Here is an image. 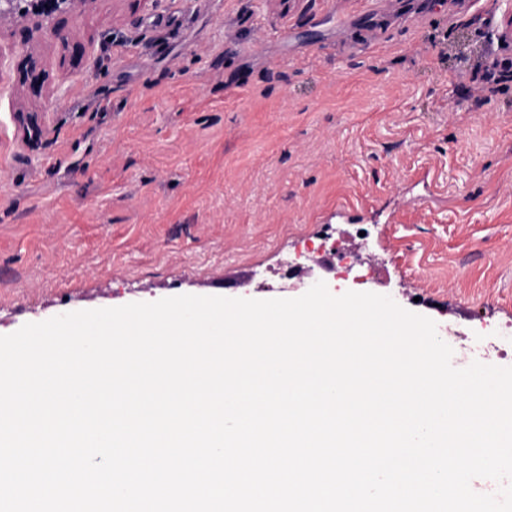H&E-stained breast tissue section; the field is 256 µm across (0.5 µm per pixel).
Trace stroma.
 Here are the masks:
<instances>
[{
	"label": "stroma",
	"instance_id": "1",
	"mask_svg": "<svg viewBox=\"0 0 512 512\" xmlns=\"http://www.w3.org/2000/svg\"><path fill=\"white\" fill-rule=\"evenodd\" d=\"M512 0H91L76 65L0 41V335L191 294L296 298L322 274L512 327ZM36 113L29 138L18 110ZM370 237L356 244L355 230Z\"/></svg>",
	"mask_w": 512,
	"mask_h": 512
}]
</instances>
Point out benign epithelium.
<instances>
[{
	"label": "benign epithelium",
	"instance_id": "benign-epithelium-1",
	"mask_svg": "<svg viewBox=\"0 0 512 512\" xmlns=\"http://www.w3.org/2000/svg\"><path fill=\"white\" fill-rule=\"evenodd\" d=\"M92 0H0V27L13 28L12 36L19 38L18 45L25 49V71L21 80L28 89L39 94L43 76L41 64L32 48L45 39L60 43L67 52L82 48L78 32L69 27V19L79 6Z\"/></svg>",
	"mask_w": 512,
	"mask_h": 512
}]
</instances>
